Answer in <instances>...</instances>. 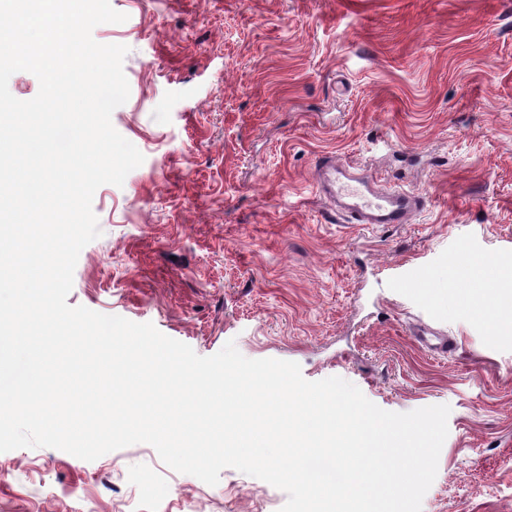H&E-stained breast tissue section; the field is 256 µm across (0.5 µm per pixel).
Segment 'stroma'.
I'll return each instance as SVG.
<instances>
[{
  "instance_id": "35a3bbf8",
  "label": "stroma",
  "mask_w": 512,
  "mask_h": 512,
  "mask_svg": "<svg viewBox=\"0 0 512 512\" xmlns=\"http://www.w3.org/2000/svg\"><path fill=\"white\" fill-rule=\"evenodd\" d=\"M130 86L111 117L144 156L93 197L100 236L67 302L152 323L201 356L337 376L383 410L449 405L422 512H512V292L455 296L470 258L512 272V0H110ZM331 156L418 192L408 224H345L315 190ZM448 338V354L414 335ZM151 445L93 461L0 453V512H279Z\"/></svg>"
}]
</instances>
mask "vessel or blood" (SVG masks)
<instances>
[{
    "mask_svg": "<svg viewBox=\"0 0 512 512\" xmlns=\"http://www.w3.org/2000/svg\"><path fill=\"white\" fill-rule=\"evenodd\" d=\"M315 178L319 192L336 206L339 217L355 224H406L420 205L411 193L381 191L374 176L351 163L321 158Z\"/></svg>",
    "mask_w": 512,
    "mask_h": 512,
    "instance_id": "vessel-or-blood-1",
    "label": "vessel or blood"
}]
</instances>
